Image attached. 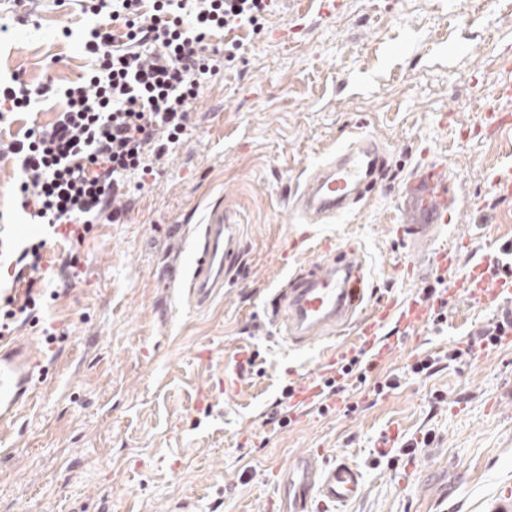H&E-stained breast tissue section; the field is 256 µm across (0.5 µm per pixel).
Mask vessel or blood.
<instances>
[{"label":"vessel or blood","instance_id":"obj_1","mask_svg":"<svg viewBox=\"0 0 512 512\" xmlns=\"http://www.w3.org/2000/svg\"><path fill=\"white\" fill-rule=\"evenodd\" d=\"M384 162L374 142L355 137L337 149L332 160L313 172L299 197L302 216L311 224L351 210L370 191ZM411 184L422 189L421 197L406 195L405 220L397 229L402 241L418 242L448 223L452 203L448 178L440 167L427 166L414 174ZM237 253L235 225L225 223L221 212H212L201 225L188 266L189 288L198 303H206L214 289L224 285L226 261ZM457 253L439 246L427 255L431 269L454 274ZM361 272L358 265L331 262L307 275L291 279L287 288L272 293L266 310L272 319L283 320L294 339L321 337L339 331L353 315L361 300ZM473 296L486 305L512 298V276L501 277L491 263L475 266L469 279ZM426 307L418 303L392 301L372 315L362 330L361 349L369 363H376L378 346L390 324L408 330L423 321ZM34 356L24 345L0 338V425L14 421L29 401L38 383ZM275 486L279 512H327L328 507L356 500L363 488L359 469L344 458L324 463L318 454L302 453L284 462L277 470Z\"/></svg>","mask_w":512,"mask_h":512}]
</instances>
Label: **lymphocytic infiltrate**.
I'll return each mask as SVG.
<instances>
[{
  "mask_svg": "<svg viewBox=\"0 0 512 512\" xmlns=\"http://www.w3.org/2000/svg\"><path fill=\"white\" fill-rule=\"evenodd\" d=\"M277 0H111L114 36L98 24L83 47L85 76L62 90L65 109L49 126L35 125L23 138L0 142V157L19 169L18 199L32 223L55 238L81 242L97 224H119L134 190L157 178L163 157L189 124V109L201 81L238 56L233 32L242 24L260 28ZM224 32L223 47L210 37ZM45 238H32L16 255L14 280L22 294L0 302V334L21 316L55 279L75 276L80 263L46 262Z\"/></svg>",
  "mask_w": 512,
  "mask_h": 512,
  "instance_id": "f902f5d3",
  "label": "lymphocytic infiltrate"
}]
</instances>
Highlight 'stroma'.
I'll return each mask as SVG.
<instances>
[{
	"mask_svg": "<svg viewBox=\"0 0 512 512\" xmlns=\"http://www.w3.org/2000/svg\"><path fill=\"white\" fill-rule=\"evenodd\" d=\"M280 0L261 32L237 31L240 59L206 78L191 123L153 185L135 192L124 223L97 224L79 243L51 241L49 257L74 255L81 277L64 282L19 326L43 377L15 425L0 427V512H168L189 498L201 512H275L273 470L306 451L341 454L359 468L361 496L339 512H501L512 488V342L482 361H445L498 314L463 293L472 261L450 287L440 324L394 335L365 383L340 392V410H311L281 426L287 387L356 334L297 345L272 325L266 297L289 279L358 253L373 299H417L438 276L405 279L424 246L401 242V191L417 167L443 166L453 220L437 240L469 238L478 253L512 239V198L486 174L512 160V134L481 126L512 62V16L484 17L460 0ZM92 23L81 0H0V83L63 87L85 73ZM61 97L0 117V138L55 120ZM355 134L387 157L386 175L349 213L303 223L293 204L313 167ZM13 159L0 158V239L26 240L28 218ZM239 228V256L206 306L182 278L193 237L211 209ZM335 241L321 253L319 244ZM56 340L45 344V331ZM256 357L234 383L226 352ZM426 355L433 375L414 374ZM398 388L379 390L386 376Z\"/></svg>",
	"mask_w": 512,
	"mask_h": 512,
	"instance_id": "35a3bbf8",
	"label": "stroma"
}]
</instances>
